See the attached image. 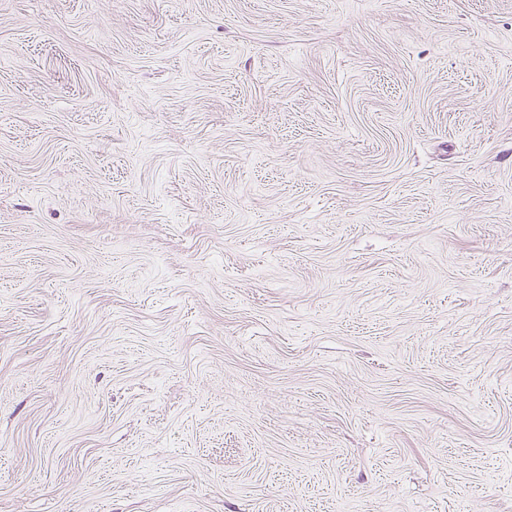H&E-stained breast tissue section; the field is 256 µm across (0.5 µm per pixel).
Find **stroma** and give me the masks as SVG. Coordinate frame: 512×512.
Instances as JSON below:
<instances>
[{"instance_id": "stroma-1", "label": "stroma", "mask_w": 512, "mask_h": 512, "mask_svg": "<svg viewBox=\"0 0 512 512\" xmlns=\"http://www.w3.org/2000/svg\"><path fill=\"white\" fill-rule=\"evenodd\" d=\"M0 512H512V0H0Z\"/></svg>"}]
</instances>
